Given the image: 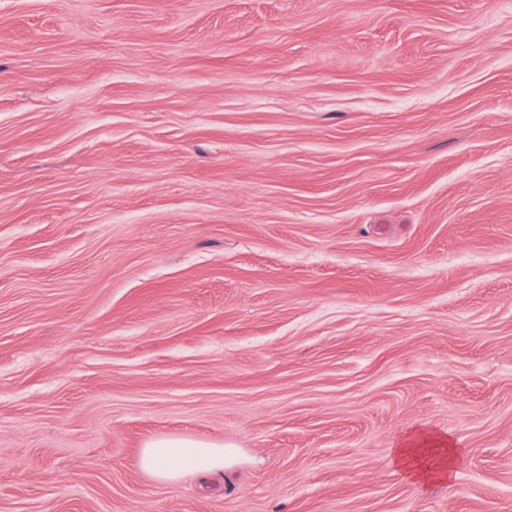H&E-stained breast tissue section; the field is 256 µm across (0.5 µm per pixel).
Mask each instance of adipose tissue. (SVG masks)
<instances>
[{
  "label": "adipose tissue",
  "mask_w": 512,
  "mask_h": 512,
  "mask_svg": "<svg viewBox=\"0 0 512 512\" xmlns=\"http://www.w3.org/2000/svg\"><path fill=\"white\" fill-rule=\"evenodd\" d=\"M205 459V468L221 472L234 468L242 459L239 448L219 442L180 436H162L147 442L141 452L140 465L157 481L177 482L185 472ZM447 449L425 432L412 433L393 450V463L405 477L427 482L447 476Z\"/></svg>",
  "instance_id": "1"
}]
</instances>
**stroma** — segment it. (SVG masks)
I'll return each mask as SVG.
<instances>
[{
  "label": "stroma",
  "instance_id": "stroma-1",
  "mask_svg": "<svg viewBox=\"0 0 512 512\" xmlns=\"http://www.w3.org/2000/svg\"><path fill=\"white\" fill-rule=\"evenodd\" d=\"M0 512H512V0H0ZM437 440L423 431L411 433L399 441L393 450V463L405 477L427 482L432 479H445L447 476L448 453L454 448H440ZM205 458L206 470L224 472L242 459L240 448L224 443L180 436H162L147 442L140 456L141 467L161 483H175Z\"/></svg>",
  "mask_w": 512,
  "mask_h": 512
}]
</instances>
